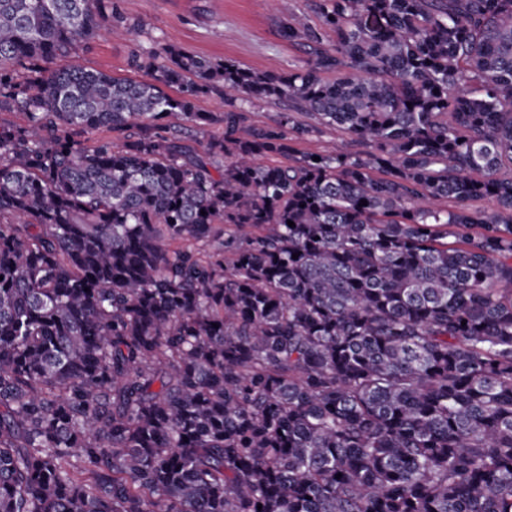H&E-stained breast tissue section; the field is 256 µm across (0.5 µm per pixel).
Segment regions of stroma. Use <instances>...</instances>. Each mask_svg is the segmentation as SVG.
<instances>
[{
  "label": "stroma",
  "mask_w": 512,
  "mask_h": 512,
  "mask_svg": "<svg viewBox=\"0 0 512 512\" xmlns=\"http://www.w3.org/2000/svg\"><path fill=\"white\" fill-rule=\"evenodd\" d=\"M119 6L129 22L145 23L144 32L117 38L100 29L75 52L72 64L141 80L144 72L132 68L130 60L155 38L256 71L285 73L307 64L303 48L281 35L284 18L277 0H119Z\"/></svg>",
  "instance_id": "obj_1"
}]
</instances>
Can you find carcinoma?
I'll return each mask as SVG.
<instances>
[{
  "label": "carcinoma",
  "mask_w": 512,
  "mask_h": 512,
  "mask_svg": "<svg viewBox=\"0 0 512 512\" xmlns=\"http://www.w3.org/2000/svg\"><path fill=\"white\" fill-rule=\"evenodd\" d=\"M283 13L132 81L68 63L117 0H0V512H512V0ZM246 112L245 125L250 127H264L272 124L277 112H283V106L263 100H255L243 105ZM297 148L301 151L321 154H334L356 149L345 133L334 128H322L318 133L300 142Z\"/></svg>",
  "instance_id": "cac0c4a2"
}]
</instances>
